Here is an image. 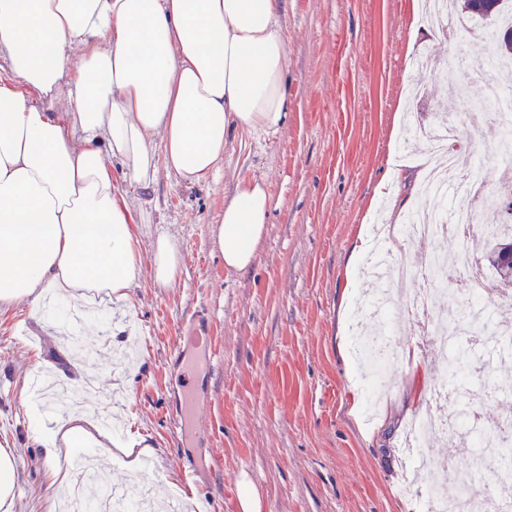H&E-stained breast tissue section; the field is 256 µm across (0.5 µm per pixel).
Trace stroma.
Returning a JSON list of instances; mask_svg holds the SVG:
<instances>
[{
	"mask_svg": "<svg viewBox=\"0 0 512 512\" xmlns=\"http://www.w3.org/2000/svg\"><path fill=\"white\" fill-rule=\"evenodd\" d=\"M416 2L286 0L287 124L237 136L222 169L202 184L162 174L143 188L119 178L137 211L142 257L160 234L179 249L173 285L140 273L126 300L91 307L73 340L67 327L78 302L60 297L51 308L22 304L0 314V446L13 450L20 471L18 512H44L49 461L28 433L29 417L39 379L57 370L65 386L92 383L81 412L110 417L115 439L155 450L131 469L116 448L98 449L109 481L150 484L160 501L182 498L181 469L192 460L196 492L211 498L214 512H244L251 496L260 512H418L403 489L402 443L434 389H448L444 413L468 402L512 417V378L486 359L483 380L450 383L439 358L415 349L418 324L400 310L392 340L404 358L387 367L375 411L355 379L354 248L371 225L401 223L405 212L431 204L411 191L419 159L400 150L406 85L426 90L414 111L423 123L447 106L449 82L481 92L470 73L449 81L413 68L440 39L417 20ZM243 177L266 182L271 211L255 263L235 271L225 268L214 233ZM208 324L219 361L202 376L207 401L186 417L184 379L171 375L168 359ZM419 456L432 465L454 460L464 475L473 468L464 439L431 440Z\"/></svg>",
	"mask_w": 512,
	"mask_h": 512,
	"instance_id": "obj_1",
	"label": "stroma"
}]
</instances>
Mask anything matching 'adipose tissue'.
<instances>
[{
    "label": "adipose tissue",
    "mask_w": 512,
    "mask_h": 512,
    "mask_svg": "<svg viewBox=\"0 0 512 512\" xmlns=\"http://www.w3.org/2000/svg\"><path fill=\"white\" fill-rule=\"evenodd\" d=\"M282 0H0V312L47 291L127 297L141 268L171 284L182 257L158 236L142 259L118 175L195 185L219 172L231 137L288 122ZM65 109H58L60 92ZM160 145L152 147L151 132ZM267 184L242 178L215 231L225 267L256 260ZM52 459L111 436L84 415L52 432Z\"/></svg>",
    "instance_id": "1"
}]
</instances>
